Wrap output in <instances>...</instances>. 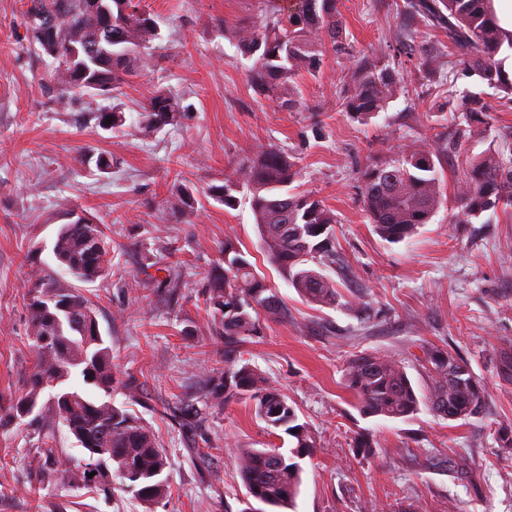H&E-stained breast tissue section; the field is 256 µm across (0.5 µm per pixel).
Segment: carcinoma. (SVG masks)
I'll list each match as a JSON object with an SVG mask.
<instances>
[{
  "instance_id": "carcinoma-1",
  "label": "carcinoma",
  "mask_w": 512,
  "mask_h": 512,
  "mask_svg": "<svg viewBox=\"0 0 512 512\" xmlns=\"http://www.w3.org/2000/svg\"><path fill=\"white\" fill-rule=\"evenodd\" d=\"M492 0H405V13L448 38V73L457 65L495 87L512 102V30L496 18ZM26 40L35 54L53 59L58 104L69 94L108 95L124 77L151 62L144 54L160 38L157 17L141 0H27ZM231 41L245 58L252 90L281 108L295 104L296 78L320 74L326 53L350 55L343 43L338 0H287L259 27L239 26ZM405 88L404 74L375 54L348 70L340 106L349 117L368 122L387 109ZM461 113L444 147L405 146L396 156L368 165L360 175L363 210L374 232L398 244L429 223L445 200L444 166L448 155L461 152L473 140H488L493 115L476 93L462 96ZM184 113L181 100L160 88L148 99L132 126L143 133L176 125ZM104 130L122 129L126 115L114 105L93 111ZM112 122H106V119ZM78 161L96 171L112 170V155L85 152ZM297 159L273 145H260L245 154L209 196L227 208L235 192L250 193L263 252L288 285L306 302L334 306L340 293L328 270L345 271L336 249L332 224L336 214L322 201L295 186ZM453 219L471 224L486 212L512 208V148L493 144L468 155L454 183ZM68 217L53 243L57 267L46 266L24 285L28 337L34 356L32 371L21 394L0 404V429L26 427L28 443L41 449L30 466V488L52 483L97 491H130L146 503L167 497L171 460L154 433L125 406L112 401L115 383L112 347L101 336L96 311L82 285L107 277L112 268V240L103 227L58 203ZM173 218L191 223L197 199L175 184L165 199ZM223 271L203 276L204 305L212 332L224 340V370L206 376L205 391L175 408L171 417L185 430L199 426L208 415L234 400L252 403L255 417L270 432L292 439L293 447L237 448L234 457L246 496L260 505L295 512L303 482L300 460L314 454L316 443L299 422L294 404L257 366L239 363L237 355L252 339L262 336V321L288 319V306L257 271L232 239L220 250ZM427 379L417 393L406 366L381 355L361 354L345 365L346 388L365 418L410 420L422 411L448 421L486 413V384L456 352L432 347L416 358ZM497 376L512 383V353L499 355ZM82 449L79 460L59 451L62 434ZM93 477H88V474Z\"/></svg>"
}]
</instances>
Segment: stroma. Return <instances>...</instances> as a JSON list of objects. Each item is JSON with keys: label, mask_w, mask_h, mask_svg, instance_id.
I'll list each match as a JSON object with an SVG mask.
<instances>
[{"label": "stroma", "mask_w": 512, "mask_h": 512, "mask_svg": "<svg viewBox=\"0 0 512 512\" xmlns=\"http://www.w3.org/2000/svg\"><path fill=\"white\" fill-rule=\"evenodd\" d=\"M25 0H0V397L20 393L32 352L22 284L52 263L62 223L56 203L102 224L112 240V274L86 285L99 329L112 348L115 404L139 392L132 410L171 456L167 498L146 505L132 495L52 484L31 492L28 462L36 451L24 427L0 430V512H244L236 448H289L240 400L185 432L167 408L195 399L204 373L224 366V345L208 330L201 271L217 265L225 238L255 258L288 306L287 320H266L243 359L266 372L294 403L318 449L302 460L296 512H512V454L496 441L512 425V384L496 376L497 352L512 348V217L486 212L458 224L447 207L410 241L389 244L369 224L359 194V169L407 145L445 143L457 118L446 103L440 71L407 53L414 42L442 50L441 33L405 19L403 0H340L339 19L351 56L327 54L319 76L297 77L299 97L282 109L256 95L250 60L226 29L259 24L265 0H142L160 19L153 66L122 85L118 103L134 116L159 88L182 98L177 126L143 136L132 128L97 127L90 111L106 99L78 94L67 108L53 99L49 61L26 42ZM383 53L406 77L407 89L364 124L340 112L350 57ZM460 93L494 105L497 144L512 145V109L478 77H462ZM276 144L298 161L302 189L334 210L333 235L352 271L336 275L342 304L306 303L260 252L247 192L234 208L208 197L210 187L245 152ZM112 154L108 174L77 163L80 149ZM193 190L198 212L185 224L166 216L173 184ZM160 253L181 272L178 294L166 300L146 256ZM445 346L467 359L489 389L483 418L443 421L419 413L409 421L362 418L343 387V369L357 352L401 359L416 384L414 358ZM377 439L372 453L354 448L362 430ZM450 456L454 469L436 466Z\"/></svg>", "instance_id": "35a3bbf8"}]
</instances>
